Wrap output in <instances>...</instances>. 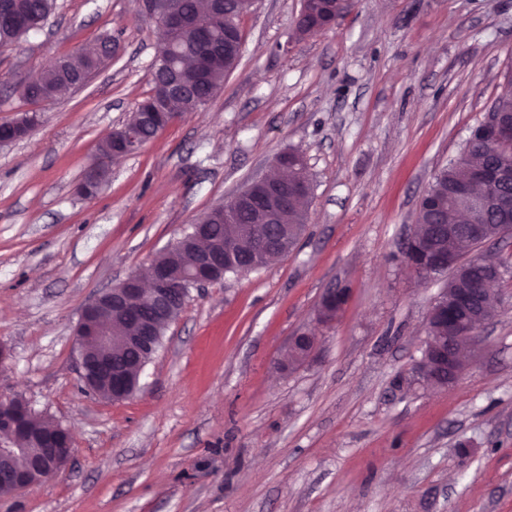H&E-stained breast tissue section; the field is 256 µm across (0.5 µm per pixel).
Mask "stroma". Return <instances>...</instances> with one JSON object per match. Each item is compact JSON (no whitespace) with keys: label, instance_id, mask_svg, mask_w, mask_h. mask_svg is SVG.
<instances>
[{"label":"stroma","instance_id":"35a3bbf8","mask_svg":"<svg viewBox=\"0 0 512 512\" xmlns=\"http://www.w3.org/2000/svg\"><path fill=\"white\" fill-rule=\"evenodd\" d=\"M301 0H255L242 53L198 112L76 191L103 138L152 90L156 42L136 0H56L43 28L0 46V399L72 430L69 464L0 496V512H512V233L500 309L452 386L416 372L443 278L405 262L422 195L512 76V0H353L300 39ZM114 37L86 86L50 103L25 77ZM301 153L311 197L298 245L273 264L191 289L141 388H82V307L149 263L215 204ZM348 286L336 321L325 289ZM313 353L282 369L293 336Z\"/></svg>","mask_w":512,"mask_h":512}]
</instances>
